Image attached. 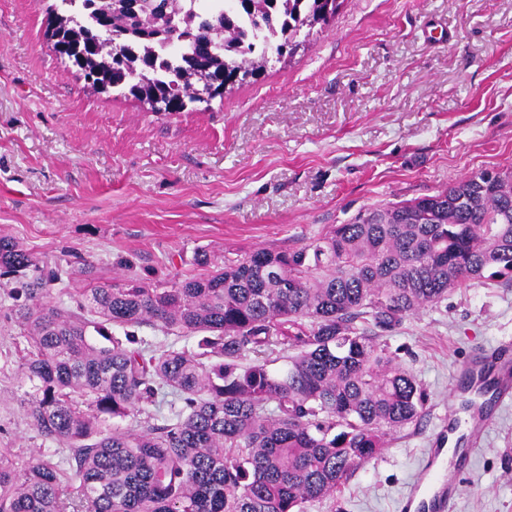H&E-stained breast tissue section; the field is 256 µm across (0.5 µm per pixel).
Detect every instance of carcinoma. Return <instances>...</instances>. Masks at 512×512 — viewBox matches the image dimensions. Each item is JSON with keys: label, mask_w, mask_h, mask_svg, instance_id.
<instances>
[{"label": "carcinoma", "mask_w": 512, "mask_h": 512, "mask_svg": "<svg viewBox=\"0 0 512 512\" xmlns=\"http://www.w3.org/2000/svg\"><path fill=\"white\" fill-rule=\"evenodd\" d=\"M344 0H56L44 35L92 88L165 112L195 103L197 72L224 93L330 26ZM200 276L101 282L83 261L48 263L0 236L6 308L24 336L26 416L74 461L68 492L49 461L19 472L0 454V512H305L336 493L429 394L380 340L471 281L512 283V171L480 170L406 202L376 207L291 251L260 248ZM70 304L50 301L72 276ZM131 327L199 336L198 351L133 348ZM124 330V337L115 329ZM283 361L280 369L270 365ZM163 393L181 407L122 421Z\"/></svg>", "instance_id": "obj_1"}]
</instances>
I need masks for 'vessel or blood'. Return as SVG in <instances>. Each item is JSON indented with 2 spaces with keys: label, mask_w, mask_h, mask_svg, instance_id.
I'll return each mask as SVG.
<instances>
[{
  "label": "vessel or blood",
  "mask_w": 512,
  "mask_h": 512,
  "mask_svg": "<svg viewBox=\"0 0 512 512\" xmlns=\"http://www.w3.org/2000/svg\"><path fill=\"white\" fill-rule=\"evenodd\" d=\"M463 372L472 379L471 393L480 399L466 422L464 445L451 455L442 448L430 449L411 482L402 512H453L463 488L460 468L482 445L496 418L497 407L512 404V347L508 344L480 354Z\"/></svg>",
  "instance_id": "1"
}]
</instances>
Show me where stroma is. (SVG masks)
Returning <instances> with one entry per match:
<instances>
[{"mask_svg": "<svg viewBox=\"0 0 512 512\" xmlns=\"http://www.w3.org/2000/svg\"><path fill=\"white\" fill-rule=\"evenodd\" d=\"M45 8L0 0V235L41 259L84 258L106 279L198 275L200 253L297 248L361 210L512 170V0H345L288 64L172 113L91 89L46 41ZM9 303L0 284V452L68 470L21 406ZM385 340L430 403L357 470L342 512H400L443 417L471 412L452 391L460 366L512 340V285H462ZM461 477L455 512H512V406Z\"/></svg>", "mask_w": 512, "mask_h": 512, "instance_id": "obj_1", "label": "stroma"}]
</instances>
